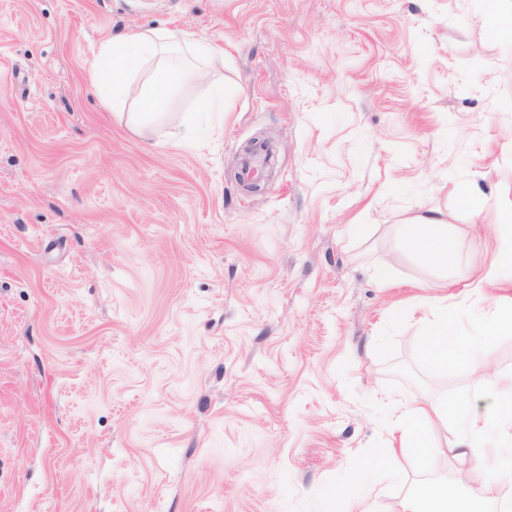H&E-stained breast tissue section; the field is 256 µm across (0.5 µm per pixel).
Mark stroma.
<instances>
[{
	"instance_id": "stroma-1",
	"label": "stroma",
	"mask_w": 512,
	"mask_h": 512,
	"mask_svg": "<svg viewBox=\"0 0 512 512\" xmlns=\"http://www.w3.org/2000/svg\"><path fill=\"white\" fill-rule=\"evenodd\" d=\"M488 10L0 0V512H323L363 470L398 512L455 479L376 451L382 395L476 382L428 366L409 308L418 283L477 278L512 209V42ZM146 24L224 67L141 137L89 73ZM217 83L227 111H196ZM261 136L250 193L238 153ZM431 208L462 237L445 273L400 240Z\"/></svg>"
}]
</instances>
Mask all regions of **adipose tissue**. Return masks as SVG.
<instances>
[{
  "label": "adipose tissue",
  "mask_w": 512,
  "mask_h": 512,
  "mask_svg": "<svg viewBox=\"0 0 512 512\" xmlns=\"http://www.w3.org/2000/svg\"><path fill=\"white\" fill-rule=\"evenodd\" d=\"M92 85L113 110L126 114V123L136 134H144L166 117V109L181 85L197 75L224 66V52L187 33L160 27H143L104 40ZM142 77V91L135 106H128L129 81ZM491 240L495 246L486 270L471 291L504 283L503 272L512 269V225L498 224ZM402 241L419 250L426 263L440 271L455 267L457 244L440 211L430 209L403 226ZM422 314L428 329L422 339L424 358L435 371L462 366L476 373L478 380L470 393L454 401L418 399L411 404L390 407V433L397 446L377 451L379 461L394 459L400 449L409 448L424 462L443 455L454 460V485L429 483L408 496L401 512H512L511 499L489 494L493 477L476 465L486 452L493 432H500L512 444V375L483 376L486 351L497 332L512 326V297L484 310L459 305L458 310L473 325L475 336L461 334L448 318V298L433 293L412 306Z\"/></svg>",
  "instance_id": "1"
}]
</instances>
